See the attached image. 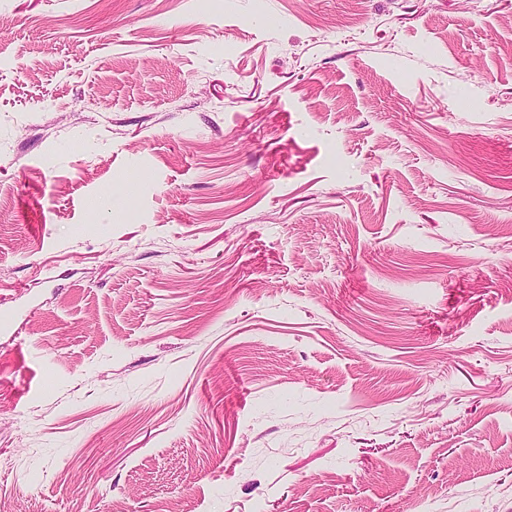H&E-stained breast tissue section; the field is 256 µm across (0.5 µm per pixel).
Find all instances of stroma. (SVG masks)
<instances>
[{"mask_svg": "<svg viewBox=\"0 0 512 512\" xmlns=\"http://www.w3.org/2000/svg\"><path fill=\"white\" fill-rule=\"evenodd\" d=\"M0 512H512V0H0Z\"/></svg>", "mask_w": 512, "mask_h": 512, "instance_id": "stroma-1", "label": "stroma"}]
</instances>
